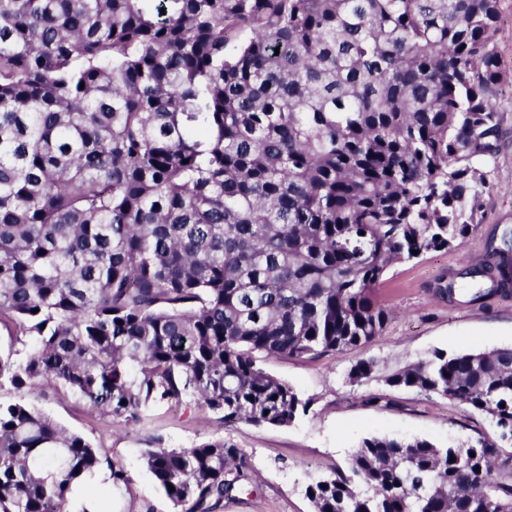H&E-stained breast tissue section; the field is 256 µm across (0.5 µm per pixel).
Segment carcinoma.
<instances>
[{
  "instance_id": "carcinoma-1",
  "label": "carcinoma",
  "mask_w": 512,
  "mask_h": 512,
  "mask_svg": "<svg viewBox=\"0 0 512 512\" xmlns=\"http://www.w3.org/2000/svg\"><path fill=\"white\" fill-rule=\"evenodd\" d=\"M500 0H0V386L47 384L127 424L152 400L224 425L308 411L258 354L381 335L394 263L461 246L499 152ZM357 363L353 382L370 377ZM484 414L466 447L364 438L313 512H512V347L387 377ZM455 461H450V458ZM182 512L250 480L222 437L150 448ZM0 403V512H65L102 466ZM174 491H168V486Z\"/></svg>"
}]
</instances>
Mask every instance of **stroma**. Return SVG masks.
<instances>
[{"instance_id":"obj_1","label":"stroma","mask_w":512,"mask_h":512,"mask_svg":"<svg viewBox=\"0 0 512 512\" xmlns=\"http://www.w3.org/2000/svg\"><path fill=\"white\" fill-rule=\"evenodd\" d=\"M500 147L485 188L482 217L461 247L431 252L392 264L376 290L392 311L382 333L367 344L317 358L264 357L261 366L293 386L311 406L287 427L221 424L193 399L175 405L149 403L142 423L125 424L91 410L81 398L48 386L20 391L0 388L4 403L24 400L70 431L91 441L102 456L121 465L127 488L97 489L107 512H180L147 470L150 448H190L222 437L248 458L254 482L233 493L216 512H313L305 495L311 479L345 473L363 438H424L441 446H467L488 433L483 415L456 401L391 387L388 375L427 359L434 350L489 351L512 346V287H493L489 278L466 277L473 262L512 263V87L500 102ZM453 283L452 298L433 288L440 278ZM375 361L368 379L350 382V369Z\"/></svg>"}]
</instances>
